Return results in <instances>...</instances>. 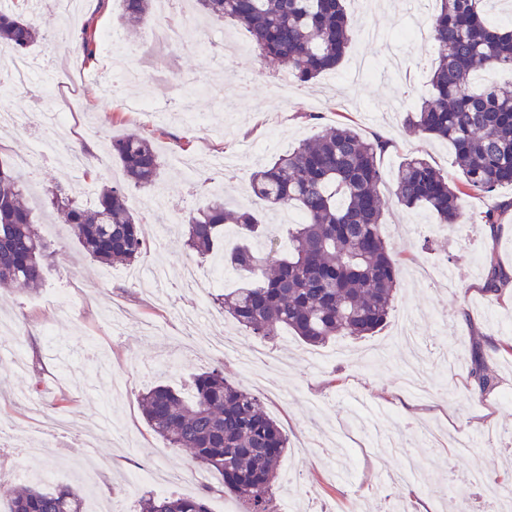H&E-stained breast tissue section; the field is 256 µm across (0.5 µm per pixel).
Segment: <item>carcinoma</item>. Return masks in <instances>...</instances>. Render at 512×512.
Returning a JSON list of instances; mask_svg holds the SVG:
<instances>
[{
	"label": "carcinoma",
	"instance_id": "cac0c4a2",
	"mask_svg": "<svg viewBox=\"0 0 512 512\" xmlns=\"http://www.w3.org/2000/svg\"><path fill=\"white\" fill-rule=\"evenodd\" d=\"M30 0L0 9V48L24 56L39 37ZM122 25L129 33L151 20L152 0H122ZM431 16L432 91L406 113L413 134L449 142L460 179L450 180L423 157L403 159L394 174V195L407 209L428 210L439 224H459L462 197L512 186V80L477 84L482 71L512 72V29L490 23L489 0H437ZM215 21L244 27L263 59L288 66L306 84L341 64L352 40L343 0H195ZM68 50L86 64L97 61L96 29L87 24ZM125 178L97 188L94 206L62 189L48 192L78 245L103 266L130 265L146 248L140 225L127 206L131 186L156 185L160 162L154 142L144 136L111 140ZM395 148L392 140L368 138L349 122L322 129L297 147L276 155L251 174L250 185L263 210L292 209L302 220L288 228V251H256L251 242L266 234L259 212L233 211L215 195L184 227V245L206 258L232 224L241 245L224 264L243 279L237 290L218 295V305L252 336L266 339L290 330L303 342L324 345L338 336L363 337L385 323L398 286L402 259L382 233L383 173L378 158ZM29 185L16 169L0 165V284L29 292L42 284L52 255L28 205ZM510 203L489 206L479 221L499 223ZM503 272L490 263L484 291L499 295ZM483 397L497 385L495 371L476 350L471 371ZM187 399L169 386L139 396L151 430L170 448L185 450L199 466L219 474L225 490L244 512H275L272 488L288 450V435L254 393L229 383L221 368L196 374ZM6 512H83L79 491L67 486H34L0 491ZM141 512H210L208 495L149 493Z\"/></svg>",
	"mask_w": 512,
	"mask_h": 512
}]
</instances>
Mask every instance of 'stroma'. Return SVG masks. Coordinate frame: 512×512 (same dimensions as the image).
<instances>
[{
  "label": "stroma",
  "mask_w": 512,
  "mask_h": 512,
  "mask_svg": "<svg viewBox=\"0 0 512 512\" xmlns=\"http://www.w3.org/2000/svg\"><path fill=\"white\" fill-rule=\"evenodd\" d=\"M355 36L336 72L304 85L290 80L287 67L259 56L243 28L206 19L196 11L154 18L125 41L128 61L142 81L113 84L112 54L100 50L94 64L63 48L78 34L52 0L38 8L42 40L33 53L42 71L28 85L8 77V54H0V99L24 117L23 127L0 134V162L31 151L40 136L43 111L69 106L72 139L94 158L88 175L75 174L65 155L46 160L33 179L29 205L41 236L55 251L44 269L42 286L14 293L0 286V315L14 323L10 347H21L26 369L16 374L0 361V414L13 421L10 467L20 469L19 484L41 481L56 472V482L72 486L83 498L84 512H138L149 486L132 479L134 471L162 464L173 470L193 467L187 452L165 449L144 421L137 402L143 390L163 384L190 393L193 374L220 367L230 382L260 394L264 405L289 438L284 463H297L294 476H280L273 492L277 512H389L397 503L416 512L432 501L437 512H455L457 494L451 477L481 473L488 480L512 479V288L488 297L483 285L490 263L512 270V210L503 216L507 230L490 233L483 224H439L428 212L404 210L392 180L380 185L383 232L407 266L384 326L364 338L340 336L311 346L289 332L266 340L276 360L258 375L245 373L230 357H218L205 345L187 346L186 333L220 334L251 345L232 318L208 306L193 330L179 312L197 302L179 286L184 263L209 275L213 258L199 259L181 246L155 248L158 225L187 219L215 193L229 206L251 208L255 200L250 175L257 161L312 136L317 126L348 121L364 135L392 139L395 150L380 159L392 173L404 155H424L432 165L456 176L448 143L406 132L407 105L429 95L428 64L436 55L432 41L408 39L407 31L427 25L429 10L408 13L403 0H373L369 13L348 7ZM183 26V44L160 42L155 32L170 19ZM212 44L200 50L203 33ZM233 52H225V43ZM289 93H282V83ZM148 96L163 118L130 111L127 103ZM127 135L154 138L162 162L153 191L129 189L128 204L138 216L146 240L139 268L162 264L171 298L162 303L114 269L85 256L68 236V227L44 207L48 189H78L81 182L121 181V165L106 141ZM71 291L80 302L72 315H61L58 293ZM122 304L129 312L117 329L104 323L106 308ZM481 348L495 370L498 385L489 395L470 389L471 355ZM25 390L53 411L72 415L65 432L33 422L10 399ZM382 413L393 411L402 422L446 433L465 445L430 447L416 443L408 455L374 448L358 430L355 405ZM98 437L97 452L86 458L72 444L88 434ZM47 436L45 456L17 454L32 435ZM416 467L409 484L390 486L395 470Z\"/></svg>",
  "instance_id": "35a3bbf8"
}]
</instances>
